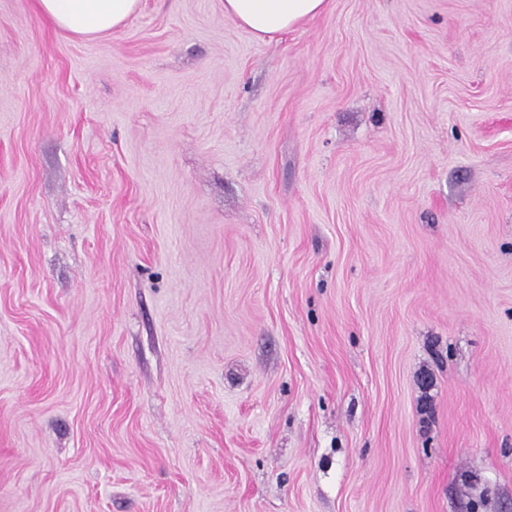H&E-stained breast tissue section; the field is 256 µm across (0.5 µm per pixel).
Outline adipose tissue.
Returning a JSON list of instances; mask_svg holds the SVG:
<instances>
[{
  "mask_svg": "<svg viewBox=\"0 0 512 512\" xmlns=\"http://www.w3.org/2000/svg\"><path fill=\"white\" fill-rule=\"evenodd\" d=\"M326 0H224V15L260 35L274 36L319 15ZM141 0H36L40 17L79 36L112 32L140 10Z\"/></svg>",
  "mask_w": 512,
  "mask_h": 512,
  "instance_id": "1",
  "label": "adipose tissue"
}]
</instances>
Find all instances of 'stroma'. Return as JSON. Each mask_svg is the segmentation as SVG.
<instances>
[{"label":"stroma","instance_id":"1","mask_svg":"<svg viewBox=\"0 0 512 512\" xmlns=\"http://www.w3.org/2000/svg\"><path fill=\"white\" fill-rule=\"evenodd\" d=\"M0 512H512V0H0ZM141 0H36L40 17L79 36L112 32L140 10ZM326 0H224V16L260 35L274 36L319 15Z\"/></svg>","mask_w":512,"mask_h":512}]
</instances>
